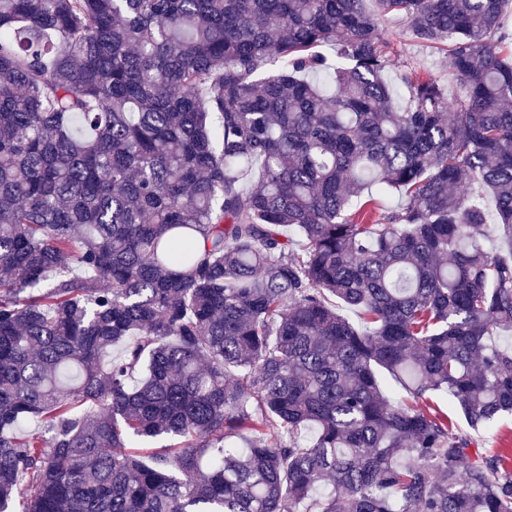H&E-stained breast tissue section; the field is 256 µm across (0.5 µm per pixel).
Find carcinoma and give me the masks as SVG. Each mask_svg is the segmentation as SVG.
<instances>
[{"label": "carcinoma", "mask_w": 512, "mask_h": 512, "mask_svg": "<svg viewBox=\"0 0 512 512\" xmlns=\"http://www.w3.org/2000/svg\"><path fill=\"white\" fill-rule=\"evenodd\" d=\"M376 2L0 0V512H512V18ZM380 31L385 40L384 51L387 58L385 77L402 96L398 104L404 105L407 89L402 83L406 72L420 76H431L444 88L450 101L463 96V88L449 64L448 55L441 50L417 41L408 30L401 17L388 15L381 19ZM434 405L440 410L448 412V416L459 430L471 433L479 447L512 448V418L510 416L501 418L489 428L474 432L467 426L464 418L456 412L454 407L448 404L446 398H436Z\"/></svg>", "instance_id": "1"}]
</instances>
